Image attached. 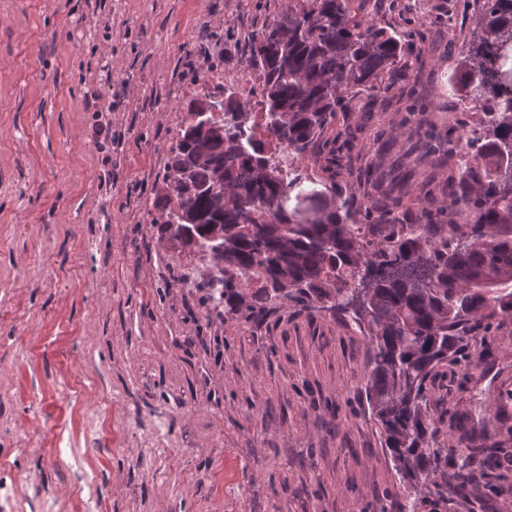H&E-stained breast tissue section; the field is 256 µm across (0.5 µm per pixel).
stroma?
Segmentation results:
<instances>
[{
    "mask_svg": "<svg viewBox=\"0 0 512 512\" xmlns=\"http://www.w3.org/2000/svg\"><path fill=\"white\" fill-rule=\"evenodd\" d=\"M292 0H0V512H85L54 448L95 473L100 512H512V321L467 339L429 382L435 448L464 476L413 492L364 387L371 344L351 320L288 303L215 318L179 282L154 199L191 100L245 75L248 36ZM403 51L327 137L356 131L331 181L366 173L413 113L466 131L462 47L473 11L448 0H351ZM96 416L116 440L86 445Z\"/></svg>",
    "mask_w": 512,
    "mask_h": 512,
    "instance_id": "stroma-1",
    "label": "stroma"
}]
</instances>
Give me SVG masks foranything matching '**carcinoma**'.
<instances>
[{"instance_id": "carcinoma-1", "label": "carcinoma", "mask_w": 512, "mask_h": 512, "mask_svg": "<svg viewBox=\"0 0 512 512\" xmlns=\"http://www.w3.org/2000/svg\"><path fill=\"white\" fill-rule=\"evenodd\" d=\"M299 2L249 45L245 67L262 79V122L230 101L229 124L201 115L209 93L190 104L157 197L160 240L195 254L183 280L202 275L215 310L293 302L348 314L371 343L365 398L397 475L414 490L439 488L465 463L429 444L427 381L464 337L512 318V0L463 2L477 13V34L465 51L461 101L481 103L482 117L465 135L448 129V152L435 161L458 168L448 176L449 202L428 200L411 222L394 215L410 164L436 138L428 129L372 182L383 207L369 224L360 215L375 201L356 208L319 178H285L262 140L286 145L298 161L320 153L336 112L373 88L402 46L386 27L355 22L350 0ZM406 223L410 230L395 236L392 225Z\"/></svg>"}]
</instances>
